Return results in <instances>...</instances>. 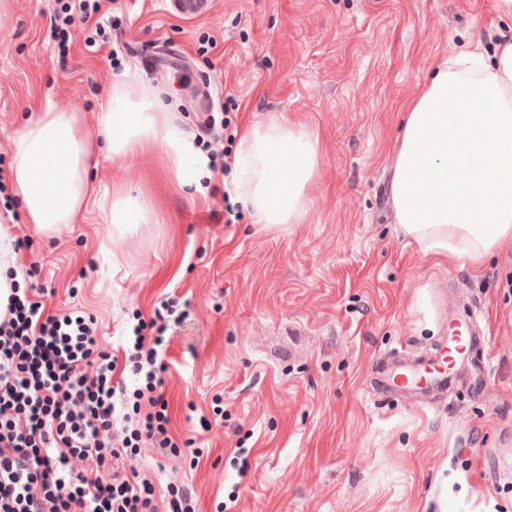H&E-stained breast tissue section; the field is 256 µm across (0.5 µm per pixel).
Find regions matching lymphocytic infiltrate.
Wrapping results in <instances>:
<instances>
[{"instance_id": "f902f5d3", "label": "lymphocytic infiltrate", "mask_w": 512, "mask_h": 512, "mask_svg": "<svg viewBox=\"0 0 512 512\" xmlns=\"http://www.w3.org/2000/svg\"><path fill=\"white\" fill-rule=\"evenodd\" d=\"M179 303L161 301L118 358L93 320L50 314L12 288L0 314V512H195L185 486L160 490L138 472L111 469L145 443L163 457L185 451L169 431L161 358Z\"/></svg>"}]
</instances>
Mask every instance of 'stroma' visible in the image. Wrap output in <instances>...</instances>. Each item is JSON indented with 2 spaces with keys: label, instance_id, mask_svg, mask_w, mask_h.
<instances>
[{
  "label": "stroma",
  "instance_id": "stroma-1",
  "mask_svg": "<svg viewBox=\"0 0 512 512\" xmlns=\"http://www.w3.org/2000/svg\"><path fill=\"white\" fill-rule=\"evenodd\" d=\"M100 4L108 45L87 47L77 21L63 54L49 43L58 0H8L0 169L23 113L46 102L79 108L97 135L99 99L132 62L190 140L222 111L240 132L276 112L322 136L304 224L260 228L225 204L229 184L158 195L156 156L101 163L161 198L159 223L121 239L94 201L83 223L44 238L0 189V220L31 242L20 286L41 289L50 313L93 318L113 352L170 293L188 302L164 389L172 434L203 455L193 467L145 447L119 471L189 486L197 512H512L500 465L512 459V252L426 255L390 197L401 109L433 60L490 49L512 19H497L494 0H206L189 17L174 0ZM475 312L491 347L466 351L447 397L377 389L382 364L435 354L449 321Z\"/></svg>",
  "mask_w": 512,
  "mask_h": 512
}]
</instances>
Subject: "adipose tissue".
<instances>
[{
	"label": "adipose tissue",
	"mask_w": 512,
	"mask_h": 512,
	"mask_svg": "<svg viewBox=\"0 0 512 512\" xmlns=\"http://www.w3.org/2000/svg\"><path fill=\"white\" fill-rule=\"evenodd\" d=\"M96 123L98 139L80 109L49 102L12 142L14 197L44 236L82 223L94 195L119 235L157 223L154 200L93 177L99 157L161 151L163 186L189 194L204 193L214 177L208 157L174 123L160 93L138 81L136 67L104 92ZM320 162L321 136L307 125L276 115L254 123L231 161L236 199L256 223H306ZM391 199L397 224L424 252L478 258L512 247V38L489 55L433 61L403 114Z\"/></svg>",
	"instance_id": "obj_1"
}]
</instances>
